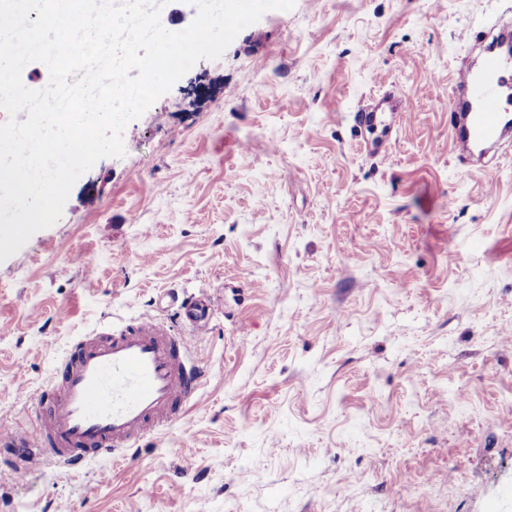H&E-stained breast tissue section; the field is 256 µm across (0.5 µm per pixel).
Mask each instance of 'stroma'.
Returning <instances> with one entry per match:
<instances>
[{"mask_svg": "<svg viewBox=\"0 0 512 512\" xmlns=\"http://www.w3.org/2000/svg\"><path fill=\"white\" fill-rule=\"evenodd\" d=\"M511 10L296 0L131 122L0 263V438L79 337L149 315L204 361L201 405L126 458L38 462L0 512H512V148L465 168L427 104ZM393 90L407 115L360 128Z\"/></svg>", "mask_w": 512, "mask_h": 512, "instance_id": "1", "label": "stroma"}]
</instances>
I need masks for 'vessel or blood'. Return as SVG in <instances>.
I'll list each match as a JSON object with an SVG mask.
<instances>
[{"label":"vessel or blood","mask_w":512,"mask_h":512,"mask_svg":"<svg viewBox=\"0 0 512 512\" xmlns=\"http://www.w3.org/2000/svg\"><path fill=\"white\" fill-rule=\"evenodd\" d=\"M484 45L480 69L452 74L451 139L465 151H485L512 134V56L504 46L512 27L493 25L472 34ZM404 97L361 108L358 125L405 110ZM205 363L167 324L145 317L121 329L102 326L69 349L48 389L39 396L35 427L0 441L10 460L1 475L18 478L37 460H55L79 472L96 459H116L198 405Z\"/></svg>","instance_id":"b4317fda"}]
</instances>
